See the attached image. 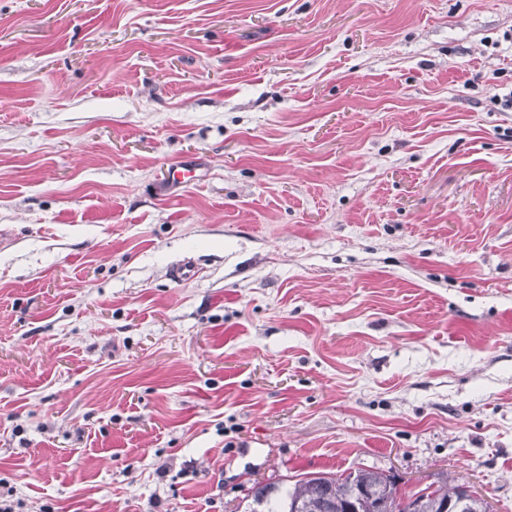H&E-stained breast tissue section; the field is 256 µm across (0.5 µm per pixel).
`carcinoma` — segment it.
<instances>
[{
	"label": "carcinoma",
	"mask_w": 512,
	"mask_h": 512,
	"mask_svg": "<svg viewBox=\"0 0 512 512\" xmlns=\"http://www.w3.org/2000/svg\"><path fill=\"white\" fill-rule=\"evenodd\" d=\"M355 479L381 490L390 476L380 470L361 468L345 477L308 473L291 488L283 484L258 485L253 488L243 512H345L344 504ZM461 495L460 485H450L448 479H442L423 497L420 512H442L445 501Z\"/></svg>",
	"instance_id": "cac0c4a2"
}]
</instances>
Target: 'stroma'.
I'll return each mask as SVG.
<instances>
[{
  "label": "stroma",
  "mask_w": 512,
  "mask_h": 512,
  "mask_svg": "<svg viewBox=\"0 0 512 512\" xmlns=\"http://www.w3.org/2000/svg\"><path fill=\"white\" fill-rule=\"evenodd\" d=\"M511 97L512 0H0V497L512 512ZM354 476L353 480L351 477ZM390 476L384 471L375 469H358L347 476L335 477L327 473H308L297 480L293 487L288 488L280 484L257 485L253 488L250 498L243 512H345L344 504L351 495L352 484L355 480L361 483L353 488V494L348 508L355 510L359 501L372 500L373 486L382 490ZM367 484V485H365ZM461 485H448V478L438 481L435 488L431 485L418 491L405 492L400 483L390 479L387 487L389 502L392 503L394 512H412L418 505L420 497H423L417 512H443V504L450 499H458L462 495ZM386 497L377 499V506L364 502L360 506V512H389Z\"/></svg>",
  "instance_id": "obj_1"
}]
</instances>
